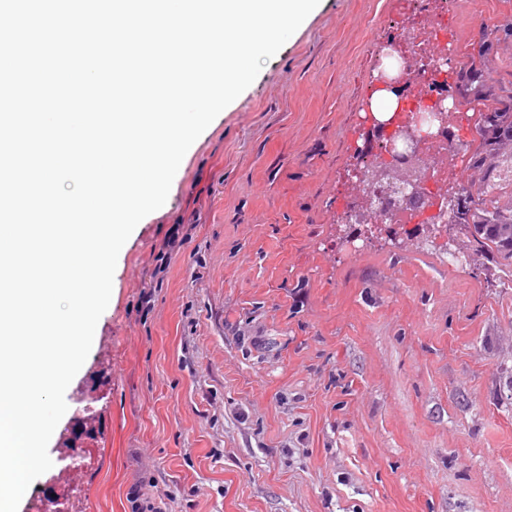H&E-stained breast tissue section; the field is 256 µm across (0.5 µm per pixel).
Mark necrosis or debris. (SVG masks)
Segmentation results:
<instances>
[{
  "label": "necrosis or debris",
  "instance_id": "obj_1",
  "mask_svg": "<svg viewBox=\"0 0 512 512\" xmlns=\"http://www.w3.org/2000/svg\"><path fill=\"white\" fill-rule=\"evenodd\" d=\"M390 37L407 42L409 47L408 58L389 53L381 63L383 69L394 70L406 83L405 115L411 118L432 106H446L448 93L457 83L456 68L447 64L448 53L454 47V34L448 26V0H414L408 22L394 26ZM423 54L437 57L435 71L425 77L414 65L415 58ZM478 123V113L454 109L448 111L446 124H433L430 138L408 165L417 175L415 203H406L397 186L385 181L364 187V194L374 198L388 224L409 231L434 222L437 202L447 195L449 186L461 188L466 184L464 175L471 161L465 136L475 131Z\"/></svg>",
  "mask_w": 512,
  "mask_h": 512
}]
</instances>
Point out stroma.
Wrapping results in <instances>:
<instances>
[{"label":"stroma","instance_id":"stroma-1","mask_svg":"<svg viewBox=\"0 0 512 512\" xmlns=\"http://www.w3.org/2000/svg\"><path fill=\"white\" fill-rule=\"evenodd\" d=\"M409 0H320L184 156L117 260L50 458L60 512H512V268L339 234L381 42ZM455 60L512 89V0H454Z\"/></svg>","mask_w":512,"mask_h":512}]
</instances>
